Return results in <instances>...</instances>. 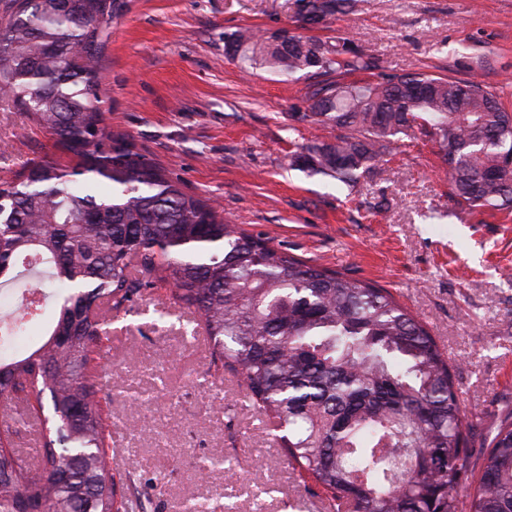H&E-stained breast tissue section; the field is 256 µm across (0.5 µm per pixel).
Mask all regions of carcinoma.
<instances>
[{
	"instance_id": "cac0c4a2",
	"label": "carcinoma",
	"mask_w": 512,
	"mask_h": 512,
	"mask_svg": "<svg viewBox=\"0 0 512 512\" xmlns=\"http://www.w3.org/2000/svg\"><path fill=\"white\" fill-rule=\"evenodd\" d=\"M299 14L353 16L359 0H298ZM124 0H10L0 18V109L43 129L65 163L28 161L0 182V342L25 335L55 297L47 339L0 359V399L48 404L41 447L0 435V512L19 496L45 512H114L97 350L106 313L160 282L197 313L211 359L237 374L249 407L282 432L288 463L334 512H457L472 424L435 339L385 288L311 266L186 193L128 134L106 125L100 90ZM246 68L340 76L370 69L349 39L232 34ZM302 119L338 131L300 146L290 167L349 186L417 125L438 145L450 194L470 210L512 211V113L482 78L423 73L318 87ZM470 512H512V412L474 472Z\"/></svg>"
}]
</instances>
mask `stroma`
Instances as JSON below:
<instances>
[{
  "label": "stroma",
  "mask_w": 512,
  "mask_h": 512,
  "mask_svg": "<svg viewBox=\"0 0 512 512\" xmlns=\"http://www.w3.org/2000/svg\"><path fill=\"white\" fill-rule=\"evenodd\" d=\"M242 28L351 39L371 80L477 72L512 111V0H361L354 18L303 28L297 0H130L102 83L110 127L187 193L307 264L390 289L420 318L452 363L476 468L512 412V214L462 209L418 130L353 187L289 168L298 144L334 139L300 116L337 76L241 69L230 44ZM61 157L22 113L0 111V179ZM197 321L165 284L110 319L102 406L118 484L144 512H328L245 407L241 377L208 371Z\"/></svg>",
  "instance_id": "obj_1"
}]
</instances>
